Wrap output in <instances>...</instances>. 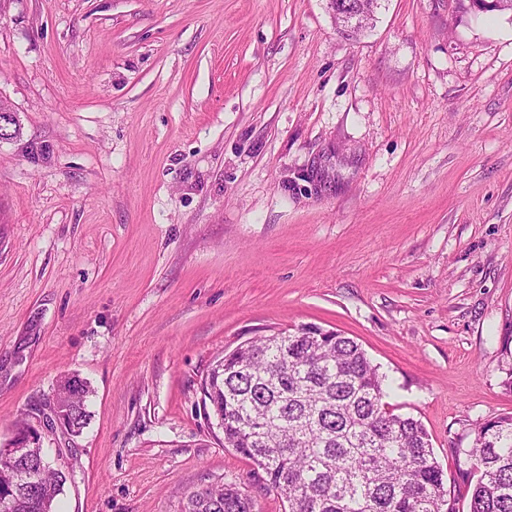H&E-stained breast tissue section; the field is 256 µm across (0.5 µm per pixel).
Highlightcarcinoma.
<instances>
[{
	"label": "carcinoma",
	"instance_id": "cac0c4a2",
	"mask_svg": "<svg viewBox=\"0 0 512 512\" xmlns=\"http://www.w3.org/2000/svg\"><path fill=\"white\" fill-rule=\"evenodd\" d=\"M383 382L354 339L315 326L238 346L224 355V379L202 392L224 445L263 470L288 512H455L426 429L388 408ZM62 405L80 434L87 401ZM466 455L469 512H512V415L479 424ZM67 480L47 469L37 492L14 491L11 512H40L37 495L53 498ZM253 508L226 483L209 500L191 494L186 512Z\"/></svg>",
	"mask_w": 512,
	"mask_h": 512
}]
</instances>
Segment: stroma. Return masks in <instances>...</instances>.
I'll use <instances>...</instances> for the list:
<instances>
[{
  "label": "stroma",
  "mask_w": 512,
  "mask_h": 512,
  "mask_svg": "<svg viewBox=\"0 0 512 512\" xmlns=\"http://www.w3.org/2000/svg\"><path fill=\"white\" fill-rule=\"evenodd\" d=\"M0 444L92 389L56 512H287L202 404L240 343L353 338L426 428L457 512L512 414V12L382 0H0ZM330 9L332 10L333 15L336 17L339 16L342 20L341 27L337 26V29H345L350 27H359L360 23L358 20V17L351 13L348 9H354L355 7L359 12H362L363 10H369L370 4L367 1L363 0H328ZM340 1V3L338 2ZM336 3H339V6H342V10L340 12H336ZM346 4H348V8L344 7ZM253 508V500L245 490L236 484L226 483L215 489L209 500L192 493L185 512H253Z\"/></svg>",
  "instance_id": "stroma-1"
}]
</instances>
